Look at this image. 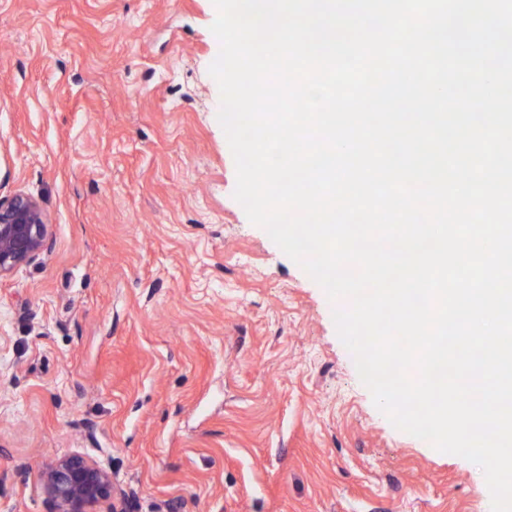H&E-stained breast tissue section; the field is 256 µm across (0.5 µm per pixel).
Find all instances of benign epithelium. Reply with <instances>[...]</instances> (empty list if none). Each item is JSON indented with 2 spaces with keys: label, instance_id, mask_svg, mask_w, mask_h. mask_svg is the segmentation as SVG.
Here are the masks:
<instances>
[{
  "label": "benign epithelium",
  "instance_id": "obj_1",
  "mask_svg": "<svg viewBox=\"0 0 512 512\" xmlns=\"http://www.w3.org/2000/svg\"><path fill=\"white\" fill-rule=\"evenodd\" d=\"M48 249L47 218L39 200L23 192L0 197V278ZM41 481L51 512H102L104 503L124 497L106 468L79 453L55 459Z\"/></svg>",
  "mask_w": 512,
  "mask_h": 512
}]
</instances>
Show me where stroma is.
Listing matches in <instances>:
<instances>
[{
	"label": "stroma",
	"instance_id": "35a3bbf8",
	"mask_svg": "<svg viewBox=\"0 0 512 512\" xmlns=\"http://www.w3.org/2000/svg\"><path fill=\"white\" fill-rule=\"evenodd\" d=\"M213 0H0V197L50 249L0 279V512L80 452L126 512H491L395 428L324 290L252 224Z\"/></svg>",
	"mask_w": 512,
	"mask_h": 512
}]
</instances>
